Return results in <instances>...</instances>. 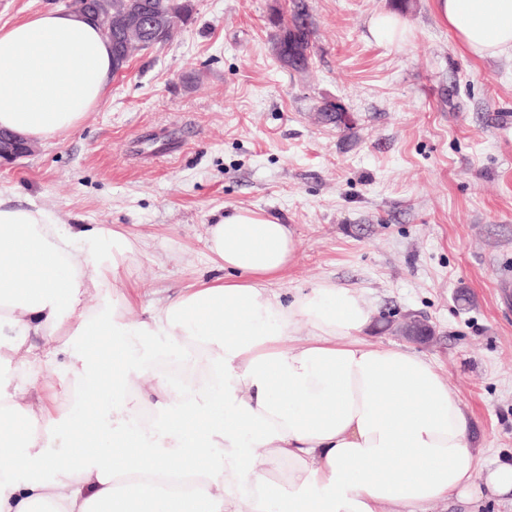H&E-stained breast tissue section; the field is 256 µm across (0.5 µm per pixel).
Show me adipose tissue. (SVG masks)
I'll return each mask as SVG.
<instances>
[{"label": "adipose tissue", "instance_id": "adipose-tissue-1", "mask_svg": "<svg viewBox=\"0 0 512 512\" xmlns=\"http://www.w3.org/2000/svg\"><path fill=\"white\" fill-rule=\"evenodd\" d=\"M432 5L465 54L512 57V0ZM113 57L75 12L0 28V129L66 136L105 93ZM207 248L229 278L138 321L88 296L121 279L139 239L65 231L38 205L0 201V329L10 333L0 365L23 367L0 379V447L14 451L0 467V512H174L197 500L206 512H427L512 494V462L476 481L466 407L425 356L365 339L373 311L360 292L329 281L271 289L296 254L288 225L228 211ZM92 333L113 336L112 363L87 348ZM149 336L179 360L143 355ZM58 364L54 406L38 390ZM93 392L110 400V420L85 410Z\"/></svg>", "mask_w": 512, "mask_h": 512}]
</instances>
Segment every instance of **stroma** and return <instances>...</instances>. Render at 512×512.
I'll return each instance as SVG.
<instances>
[{
  "mask_svg": "<svg viewBox=\"0 0 512 512\" xmlns=\"http://www.w3.org/2000/svg\"><path fill=\"white\" fill-rule=\"evenodd\" d=\"M302 3L310 59L295 71L275 50L289 0H194L191 22L135 51L76 129L0 168V197L146 242L121 288L139 320L223 278L205 232L224 212L291 225L296 256L272 288L359 290L376 344L407 343L385 321L424 317L435 338L420 351L473 439L511 460L512 57L464 54L432 0ZM385 13L404 40L371 36ZM327 101L350 122H321Z\"/></svg>",
  "mask_w": 512,
  "mask_h": 512,
  "instance_id": "obj_1",
  "label": "stroma"
}]
</instances>
